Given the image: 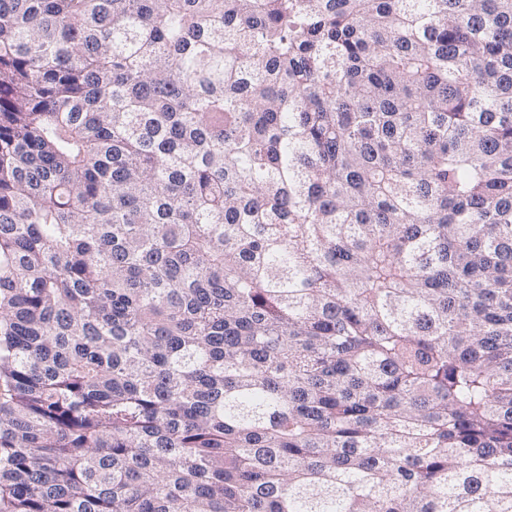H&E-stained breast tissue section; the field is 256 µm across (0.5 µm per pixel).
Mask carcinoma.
I'll return each instance as SVG.
<instances>
[{
  "label": "carcinoma",
  "instance_id": "obj_1",
  "mask_svg": "<svg viewBox=\"0 0 512 512\" xmlns=\"http://www.w3.org/2000/svg\"><path fill=\"white\" fill-rule=\"evenodd\" d=\"M0 512H512V0H0Z\"/></svg>",
  "mask_w": 512,
  "mask_h": 512
}]
</instances>
